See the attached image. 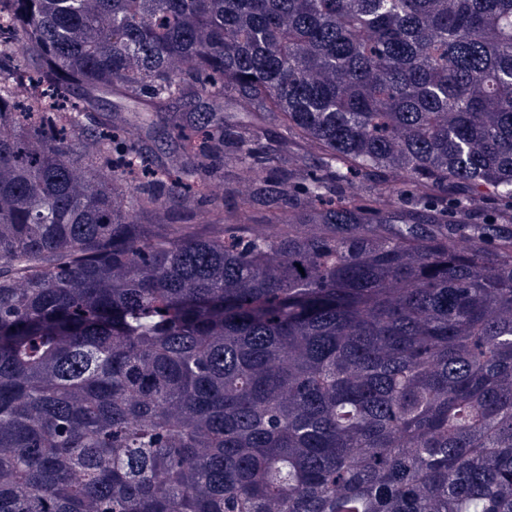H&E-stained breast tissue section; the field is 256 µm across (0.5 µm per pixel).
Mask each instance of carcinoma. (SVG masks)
<instances>
[{
    "mask_svg": "<svg viewBox=\"0 0 512 512\" xmlns=\"http://www.w3.org/2000/svg\"><path fill=\"white\" fill-rule=\"evenodd\" d=\"M5 1L0 512H512V232L326 204L512 202V0ZM224 176V180L226 182H224V185L222 183V186L224 187V209L229 210L235 205L237 191L243 189L244 186L247 185L249 173L236 169L225 172ZM225 189L228 190L227 193H225ZM387 185H391L393 191L385 195L384 201L392 215L405 212L437 215L439 222L445 224L447 219L449 222L453 221L462 209V214L464 212L472 224H501V214L511 209L509 204L502 203L490 192L473 199L467 190L460 187L448 191V205L446 200L439 205H432L417 195L409 179L404 175L385 174L360 175L350 183L336 182V203L355 198L361 206L368 209L372 201L380 197L381 189Z\"/></svg>",
    "mask_w": 512,
    "mask_h": 512,
    "instance_id": "carcinoma-1",
    "label": "carcinoma"
}]
</instances>
